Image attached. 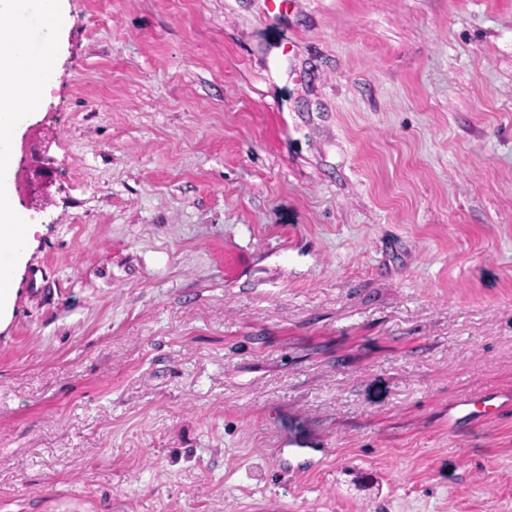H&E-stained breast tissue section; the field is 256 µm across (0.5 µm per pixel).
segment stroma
I'll list each match as a JSON object with an SVG mask.
<instances>
[{"label": "stroma", "mask_w": 512, "mask_h": 512, "mask_svg": "<svg viewBox=\"0 0 512 512\" xmlns=\"http://www.w3.org/2000/svg\"><path fill=\"white\" fill-rule=\"evenodd\" d=\"M68 7L0 512H512V0ZM511 402L510 391H500L489 396L460 400L448 412V429L449 431L454 430L464 423H481L502 408L510 406Z\"/></svg>", "instance_id": "stroma-1"}]
</instances>
